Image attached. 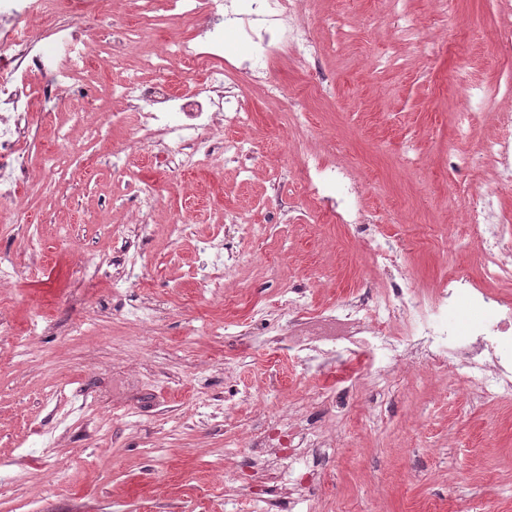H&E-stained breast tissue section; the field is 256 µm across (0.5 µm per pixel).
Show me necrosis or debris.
<instances>
[{
  "label": "necrosis or debris",
  "instance_id": "obj_1",
  "mask_svg": "<svg viewBox=\"0 0 512 512\" xmlns=\"http://www.w3.org/2000/svg\"><path fill=\"white\" fill-rule=\"evenodd\" d=\"M162 1L171 9L169 21L197 22L194 35L168 40L163 50L145 54L142 66L154 72V83L144 84L138 75L130 74L112 86V97L129 105L147 104L133 135L161 141L163 159L174 170L208 169L218 155L248 164L255 154L254 144L203 136L220 124L231 128L251 121L239 95L229 90L236 67L224 58L218 14L222 0H131L142 25L156 21ZM302 2L252 0L253 16L264 19L266 26L256 39L260 57L251 82L266 98L285 94L284 87L268 75L266 64L272 56L293 54L304 67L317 58ZM82 15V0H0L1 200L17 202L19 188L36 180L31 165L32 131L50 121V105L85 102L95 95V88L82 80L93 49L103 48L116 65L129 52L128 32L113 29L111 40L99 44L85 34ZM174 58L191 62L198 70L200 78L193 90L173 89L168 71ZM300 175L307 194L321 200L325 218L366 239L377 268L401 270L398 250L373 234L360 210L326 195L330 183L350 180L348 170L330 168L318 156L307 154L301 159ZM453 191L463 199L466 222L475 230L484 278L512 281V218L496 214L489 195L468 184L455 185ZM84 270L92 276L113 271L118 288H146L151 282L146 267L125 249L109 258L89 257ZM307 300L300 285L292 283L282 290L280 305L287 316L288 335L277 348L307 371L331 363L361 364V371L342 378L343 394H352L367 382L375 395H382L389 372L417 352L422 367L454 373L459 386H474L484 404L512 399V300L480 288L467 277L443 279L428 293L393 278L387 290L376 296L359 293L314 317L305 314ZM307 397L313 411L300 419L269 413L256 437L258 443L278 449L275 466L286 478L300 466L307 477H314L315 466L307 464L299 451L326 445L317 407L329 392L318 386Z\"/></svg>",
  "mask_w": 512,
  "mask_h": 512
}]
</instances>
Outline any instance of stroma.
<instances>
[{"instance_id": "obj_1", "label": "stroma", "mask_w": 512, "mask_h": 512, "mask_svg": "<svg viewBox=\"0 0 512 512\" xmlns=\"http://www.w3.org/2000/svg\"><path fill=\"white\" fill-rule=\"evenodd\" d=\"M499 2L448 0L442 10L433 0H310L317 66L284 54L269 62L270 77L307 111L308 135L289 123L287 100L254 91L255 47L225 31L224 57L237 66V90L253 113L231 134L257 143L254 174L218 159L214 174L175 175L164 215L193 225V234L172 242L153 224L134 247L162 304L151 329L130 313L138 293L114 290L106 275L83 279L78 269L89 255L120 248L110 230L132 224L127 188L158 177L161 145L114 129L127 174L113 173L96 144L81 180L29 189L25 209L35 223H14L0 209V255L20 271L0 297V315L19 331L36 305L53 319L26 352L0 359V466L21 476L0 482V512H250L252 485L237 461L256 419L274 402L287 412L307 408L306 380L266 336L246 333L253 311L278 320L287 279L308 286L311 316L389 279L370 266L365 243L323 221L301 190L304 149L352 171L362 209L406 246L413 287L452 274L480 280L479 254L460 244L465 212L451 186L479 187L496 210L512 213V193L496 191V158L485 151L499 134L497 111L512 109V45L500 40ZM135 67L132 54L121 69L90 66L96 98L87 111H115L107 87ZM460 71L489 94L465 135L457 131ZM407 152L414 166H405ZM229 211L264 225L268 245L258 263L231 269L224 299L190 274L210 261L198 241L214 227L251 250V238L225 222ZM33 238L45 253L39 268L27 250ZM450 384L448 374L407 366L387 378L384 415L373 411L367 385L326 404L339 445L320 456V481L300 512H512V402L488 406ZM235 388L251 400L216 409L214 398ZM228 434L237 454L224 451Z\"/></svg>"}]
</instances>
